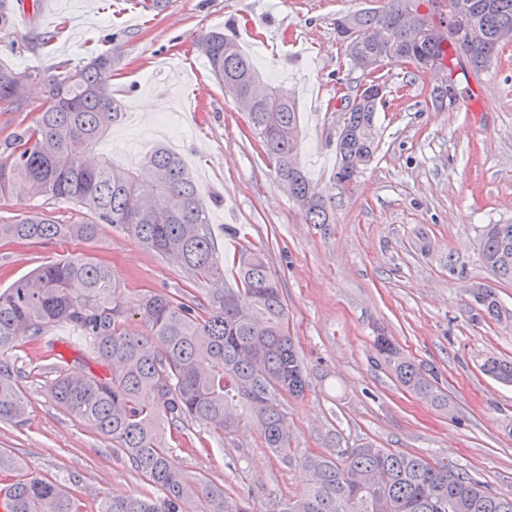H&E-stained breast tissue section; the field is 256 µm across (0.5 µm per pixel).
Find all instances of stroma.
<instances>
[{
  "label": "stroma",
  "mask_w": 512,
  "mask_h": 512,
  "mask_svg": "<svg viewBox=\"0 0 512 512\" xmlns=\"http://www.w3.org/2000/svg\"><path fill=\"white\" fill-rule=\"evenodd\" d=\"M386 0H48L0 30V66L47 75L82 65L90 52L120 64L112 87L130 120L109 143L121 163H138L160 145L144 112L151 97L166 115L187 122L179 153L201 186L217 253L239 239L264 249L288 305L309 386L286 404L292 463L264 448L253 424L234 435L203 424L169 432V459L227 493L248 498L252 512L301 495L307 453L335 454L371 442L443 460L512 492V386L483 374L489 355L512 358V323L484 318L470 290L495 288L512 309V282L482 263L489 224H512V42L493 64L463 83L454 106L431 99L430 75L403 63L384 66L387 101L377 114L376 150L346 187L335 184L336 141L345 98L365 77L354 69L335 29L337 16ZM237 25L246 53L271 81L293 91L302 127L301 163L331 199L332 221L305 222L270 161L213 78L204 35ZM54 33L42 43L43 33ZM43 88L23 104L0 105V142L33 124ZM37 210L63 223L86 220L71 204L14 190L0 219ZM87 254L118 276L122 300L135 308L149 291L205 296L175 263L109 224L94 241H0V291L47 262ZM405 356L433 369L448 396L437 407L397 385L373 346L378 331ZM57 327L23 342L12 357L30 401L24 426L0 423V448L23 467L68 486L85 512L105 497L161 492L101 436L59 408L51 393L54 355L82 367Z\"/></svg>",
  "instance_id": "1"
}]
</instances>
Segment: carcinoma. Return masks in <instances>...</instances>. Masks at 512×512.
Wrapping results in <instances>:
<instances>
[{
  "label": "carcinoma",
  "instance_id": "obj_1",
  "mask_svg": "<svg viewBox=\"0 0 512 512\" xmlns=\"http://www.w3.org/2000/svg\"><path fill=\"white\" fill-rule=\"evenodd\" d=\"M387 0L381 8L345 15L347 55L366 66L402 63L415 56L459 84L458 72L488 69L512 40V0H462L461 20L438 17L445 34L411 38L398 25L412 2ZM213 76L250 102L245 112L276 175L310 224L330 223L325 195L299 162L300 127L288 89L267 98L256 85L263 76L242 52L236 36L221 31L203 40ZM110 54L43 79L45 106L34 124L0 146V199L16 184L33 198L62 200L88 209L89 224H59L28 211L0 220V240L36 242L70 239L90 242L101 224H110L185 269L213 288L200 300L188 292H149L137 315L149 327L144 337L126 326V309L112 267L74 255L46 263L0 292V422L23 425L29 416L21 371L11 353L24 339L37 340L66 324L86 343L85 360L106 370L98 375L55 365L57 405L107 439L162 497L123 496L100 501L98 512H252L243 497L208 477L173 469L160 428L195 421L236 432L246 419L266 447L283 462L294 459L285 401L307 386L293 337L288 307L266 254L254 247L216 255L206 205L179 157L161 146L144 157L152 172L115 163L99 151L120 122L121 103L112 96ZM36 76L0 67V104H19ZM379 104L363 98L347 113V131L336 148L335 182L350 184L375 151ZM481 258L494 276L512 282V224H490L480 242ZM473 297L485 317L511 320L494 289L476 288ZM374 345L397 383L432 404L447 405L437 375L403 356L383 333ZM482 372L512 384V359L489 356ZM306 490L278 500L273 512H512L480 480L444 461L393 452L364 443L340 454H307ZM0 475L11 476L12 512H83L80 499L61 485L22 474L17 459L0 449Z\"/></svg>",
  "mask_w": 512,
  "mask_h": 512
}]
</instances>
